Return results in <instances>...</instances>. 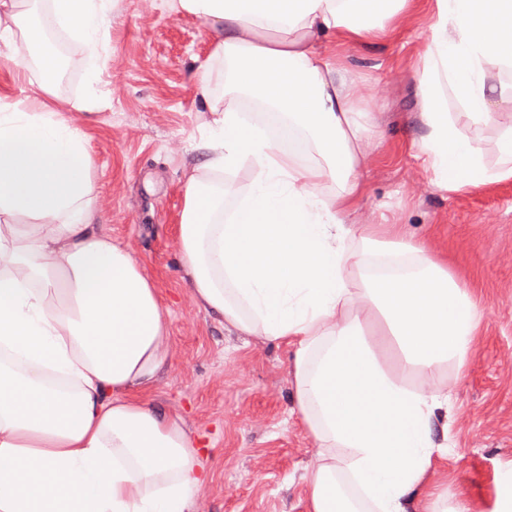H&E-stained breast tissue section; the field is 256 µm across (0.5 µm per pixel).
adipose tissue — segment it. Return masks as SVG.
<instances>
[{
    "mask_svg": "<svg viewBox=\"0 0 512 512\" xmlns=\"http://www.w3.org/2000/svg\"><path fill=\"white\" fill-rule=\"evenodd\" d=\"M29 2L0 0V60L18 63L26 48L43 92H0V512H198L202 447L147 399L169 364V314L113 243L87 141L52 100L61 61L49 29L80 45L94 86L119 0H47L33 19ZM412 2L170 0L211 37L197 78L205 135L179 228L185 280L211 317L292 349L296 410L317 443L307 512H417L436 497L428 474L448 452L436 417L451 401L442 375L464 366L483 318L420 243L342 219L372 115L326 45L384 41ZM424 36L417 158L445 188L512 179V135L487 167L446 103L454 92L488 123L512 99L490 73L512 66V0H429ZM243 98L265 124L245 119ZM300 134L316 151L306 163L285 149ZM242 171L238 192L224 178Z\"/></svg>",
    "mask_w": 512,
    "mask_h": 512,
    "instance_id": "adipose-tissue-1",
    "label": "adipose tissue"
}]
</instances>
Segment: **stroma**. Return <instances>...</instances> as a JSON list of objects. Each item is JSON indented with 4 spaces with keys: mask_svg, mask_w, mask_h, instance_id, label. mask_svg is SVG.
<instances>
[{
    "mask_svg": "<svg viewBox=\"0 0 512 512\" xmlns=\"http://www.w3.org/2000/svg\"><path fill=\"white\" fill-rule=\"evenodd\" d=\"M425 9L418 0L383 43L336 49L344 80L375 112L344 221L400 225L473 289L484 317L473 354L448 374V455L435 459L430 480L447 506L464 497L474 512H494L499 476L512 463V180L446 190L415 158ZM49 40L67 51L56 90L87 139L106 226L170 312V368L149 397L210 445L213 480L198 494L200 512H307L303 476L315 442L294 410L287 347L210 318L178 257L185 173L204 120L196 79L209 51L205 26L172 13L167 0H120L104 104L91 115L82 107L87 71L78 46L56 29ZM447 104L456 128L495 166L499 141L512 133V102L488 124L474 123L455 97Z\"/></svg>",
    "mask_w": 512,
    "mask_h": 512,
    "instance_id": "stroma-1",
    "label": "stroma"
}]
</instances>
